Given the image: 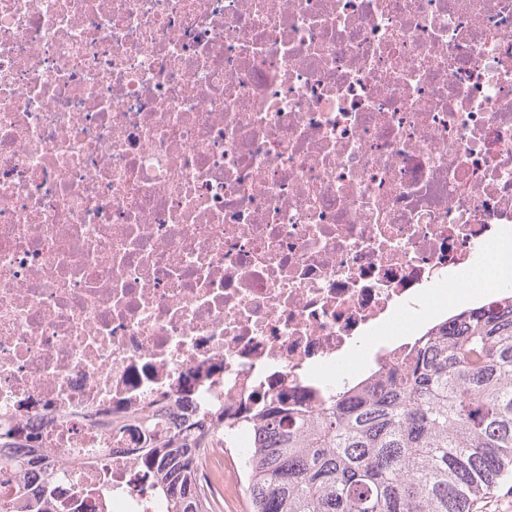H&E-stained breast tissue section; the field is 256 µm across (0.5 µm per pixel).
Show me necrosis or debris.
Instances as JSON below:
<instances>
[{
	"mask_svg": "<svg viewBox=\"0 0 512 512\" xmlns=\"http://www.w3.org/2000/svg\"><path fill=\"white\" fill-rule=\"evenodd\" d=\"M504 239L512 0H0V424L87 507L166 512L144 422L319 411L495 306Z\"/></svg>",
	"mask_w": 512,
	"mask_h": 512,
	"instance_id": "4bbe7bcc",
	"label": "necrosis or debris"
}]
</instances>
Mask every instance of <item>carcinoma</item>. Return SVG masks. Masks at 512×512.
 <instances>
[{"mask_svg":"<svg viewBox=\"0 0 512 512\" xmlns=\"http://www.w3.org/2000/svg\"><path fill=\"white\" fill-rule=\"evenodd\" d=\"M253 429L244 476L250 512H476L512 474V289L495 308H467L396 359L382 381L313 413L281 394L260 416L190 412L133 448L156 476L167 512H224L204 489L209 450L235 428ZM44 457L34 437L0 429V448ZM60 480H32L0 512H50Z\"/></svg>","mask_w":512,"mask_h":512,"instance_id":"obj_1","label":"carcinoma"}]
</instances>
